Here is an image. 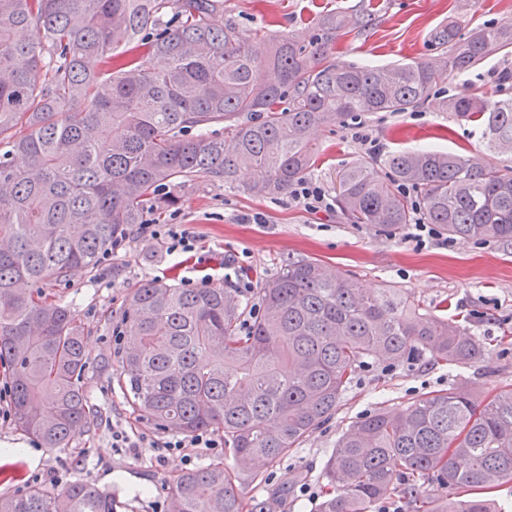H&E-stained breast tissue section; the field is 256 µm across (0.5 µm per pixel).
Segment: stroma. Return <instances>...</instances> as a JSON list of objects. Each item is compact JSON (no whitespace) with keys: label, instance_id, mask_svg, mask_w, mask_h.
<instances>
[{"label":"stroma","instance_id":"35a3bbf8","mask_svg":"<svg viewBox=\"0 0 512 512\" xmlns=\"http://www.w3.org/2000/svg\"><path fill=\"white\" fill-rule=\"evenodd\" d=\"M359 0H224V17L241 29L312 41L323 15H350ZM375 18L366 30L347 28L333 46L345 64H391L433 56L432 30L455 20L461 33L512 18V0H475L454 9L453 0H371ZM512 71V56H496L481 68L453 77L418 112H382L363 124L384 150L438 148L485 163L505 166L512 158L487 152L479 131L444 112L440 99L465 88L512 95V82L496 75ZM347 126H319L312 134L317 158L309 175L335 193L339 172L368 150L355 142ZM262 223H252L254 214ZM187 224L198 234L211 267V284L222 285L225 258L247 254L258 281L277 275L288 260L312 258L339 268L361 288H402L423 310L436 311L449 302L465 318V327L486 346L480 362L451 367L420 355L398 367L373 360L342 395L329 421L288 458L259 466V479L240 483L250 512L266 503L276 512H316L325 483L323 470L339 439L365 415L400 409L425 393L448 385L512 387V243L494 239L455 240L453 246L415 248L403 234H390L366 224L347 223L336 211L310 213L285 198L242 195L223 184L196 179L165 217ZM157 242L131 243L108 265L79 269L45 293L60 297L84 328L88 347L85 389L96 411L89 432L65 448H45L0 418V495H13L31 485L58 486L89 481L116 492L121 512H154L166 505L174 479L187 466L223 459V449L203 448L164 454L146 448L140 457L112 445V430L144 434L165 441L150 423L131 414L125 398L109 377L117 367L111 321L119 317L128 295L156 277L180 284L182 272L166 271Z\"/></svg>","mask_w":512,"mask_h":512}]
</instances>
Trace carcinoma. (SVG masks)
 Wrapping results in <instances>:
<instances>
[{"label":"carcinoma","instance_id":"carcinoma-1","mask_svg":"<svg viewBox=\"0 0 512 512\" xmlns=\"http://www.w3.org/2000/svg\"><path fill=\"white\" fill-rule=\"evenodd\" d=\"M222 8L0 0V364L14 426L47 448L87 432L94 408L82 383L84 329L42 285L93 267L116 236L169 211L198 178L284 195L315 160L313 127L415 112L448 78L512 54V22L466 36L448 23L433 30L430 59L346 65L330 45L348 24L371 25L365 7L322 17L307 44L288 36L269 47L215 25ZM442 107L481 126L489 151L512 156V98L460 92ZM243 169L258 179L240 182ZM335 202L350 223L388 233L419 208L450 237L512 242V167L448 151L355 162ZM257 304L243 328L235 288L145 282L122 312L112 379L131 413L167 433L221 431L231 460L179 474L166 512H244L240 477L320 428L368 359L397 366L428 353L458 366L484 354L454 317L422 313L401 288L366 292L315 259L288 261ZM325 478L318 512H376L391 487L411 512H505L494 493L512 482V387L481 397L452 385L376 411L338 442ZM120 508L91 482L0 495V512Z\"/></svg>","mask_w":512,"mask_h":512}]
</instances>
